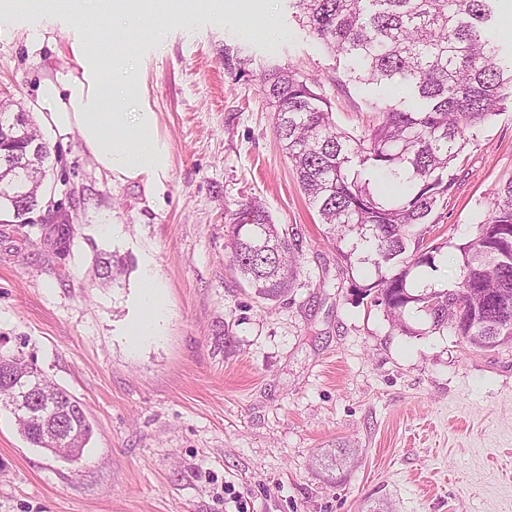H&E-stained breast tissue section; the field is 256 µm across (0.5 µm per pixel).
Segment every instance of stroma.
Instances as JSON below:
<instances>
[{"instance_id": "35a3bbf8", "label": "stroma", "mask_w": 512, "mask_h": 512, "mask_svg": "<svg viewBox=\"0 0 512 512\" xmlns=\"http://www.w3.org/2000/svg\"><path fill=\"white\" fill-rule=\"evenodd\" d=\"M0 99L26 112L51 157L38 207L0 213V339L87 407L81 458L30 445L0 410V512H512V348L476 349L408 311L394 327L361 288L368 264L344 251L303 194L275 133L262 76L317 80L338 129L358 135L404 86L364 84L327 52L290 0H184L154 8L115 50L139 69L130 111L157 115L171 155L164 193L99 169L78 133L41 125L36 91L69 43L94 35L99 0H0ZM45 33L29 39L31 27ZM447 198L431 216L444 248L420 282L454 286L457 244L512 177V100L474 127ZM260 202L297 234L299 275L286 300L256 298L230 262L233 217ZM69 219L68 252L43 240ZM114 224L119 232L104 235ZM124 257L119 286L94 262ZM169 316L161 339L132 347L143 264ZM347 448L353 466L321 470Z\"/></svg>"}]
</instances>
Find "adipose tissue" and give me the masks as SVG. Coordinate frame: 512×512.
Instances as JSON below:
<instances>
[{
    "label": "adipose tissue",
    "mask_w": 512,
    "mask_h": 512,
    "mask_svg": "<svg viewBox=\"0 0 512 512\" xmlns=\"http://www.w3.org/2000/svg\"><path fill=\"white\" fill-rule=\"evenodd\" d=\"M139 87L137 71L115 55L111 41L81 38L71 43L65 67L40 84L37 101L44 121L57 133L78 132L100 169L156 192L170 179V151L159 135L155 113L124 109ZM165 309L157 277L151 266H144L139 314L130 327L136 341L158 336Z\"/></svg>",
    "instance_id": "1"
}]
</instances>
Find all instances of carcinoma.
<instances>
[{"label": "carcinoma", "mask_w": 512, "mask_h": 512, "mask_svg": "<svg viewBox=\"0 0 512 512\" xmlns=\"http://www.w3.org/2000/svg\"><path fill=\"white\" fill-rule=\"evenodd\" d=\"M493 0H296L303 23L336 56L357 65L367 84L405 86L407 108L387 104L358 136L340 131L316 82L293 70L264 75L275 107L276 135L320 221L336 243L353 236V251L373 265L364 286L393 325L412 333L408 309L424 312L432 329H450L480 349L512 347V179L493 189L487 214L471 239L456 245L461 275L453 288L415 284L410 275L434 267L442 244L408 253L427 233L430 216L454 181L451 170L466 132L497 115L512 97V75L497 66L498 47L485 28ZM24 112L0 108V131L15 141L0 149V209L20 218L42 198L35 187L50 152L26 136ZM387 174L405 189L389 200L371 191L352 164ZM232 264L256 297L286 300L298 273L300 244L251 202L232 225ZM124 259L98 261L99 278L118 283ZM19 433L48 449L83 448L91 434L87 411L73 420L38 413L14 416Z\"/></svg>", "instance_id": "1"}]
</instances>
